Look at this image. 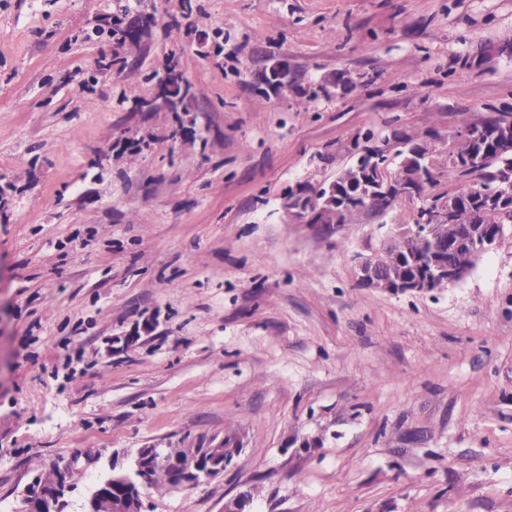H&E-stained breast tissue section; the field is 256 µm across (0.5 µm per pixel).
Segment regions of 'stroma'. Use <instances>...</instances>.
<instances>
[{"mask_svg":"<svg viewBox=\"0 0 512 512\" xmlns=\"http://www.w3.org/2000/svg\"><path fill=\"white\" fill-rule=\"evenodd\" d=\"M510 34L512 0H0V500L82 453L84 512L112 453L232 435L151 512H512V247L393 294L352 257L416 203L283 211L356 136L512 112Z\"/></svg>","mask_w":512,"mask_h":512,"instance_id":"1","label":"stroma"}]
</instances>
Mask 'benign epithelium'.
Returning a JSON list of instances; mask_svg holds the SVG:
<instances>
[{
	"label": "benign epithelium",
	"mask_w": 512,
	"mask_h": 512,
	"mask_svg": "<svg viewBox=\"0 0 512 512\" xmlns=\"http://www.w3.org/2000/svg\"><path fill=\"white\" fill-rule=\"evenodd\" d=\"M263 81L274 86L293 85V75L288 62L282 60L265 72ZM496 152L503 158L512 157V128L504 126L492 135ZM414 160L415 172L392 178L382 161L381 152L371 153L358 161L359 181L354 184L332 180L324 185L325 194L313 202L307 194L293 188L284 202L287 219L300 224L317 226L318 214L324 207L344 210L363 199H378L390 208L403 201L417 198V185L424 182L431 168L426 158L413 153V146L406 145ZM497 187L486 191V205L499 209L512 208V170L495 171ZM460 212L452 198L442 197L425 215L420 224H396L385 235V241L395 237H407L418 241V248L408 256L412 271L406 274L385 273L376 260V252H357L353 255L356 280L364 288H372L394 294L422 293L437 286H453L461 282L484 254L494 250L502 234L512 233L509 224L500 225L495 231L486 224H462ZM455 225V237L445 241L437 236L439 223ZM151 458L167 468L179 484H196L210 480L226 470L232 459L224 455V448L216 445L202 449L192 464L167 458L159 448H139L134 454L120 460L112 457V474L103 480L86 505V512H95V501L100 497L110 499L112 512H143L144 504L134 476L145 472L143 461ZM70 467L59 469V477L52 484L35 476L25 498L27 512H65L69 487ZM254 504L245 492L240 491L224 504V512H253Z\"/></svg>",
	"instance_id": "benign-epithelium-1"
}]
</instances>
